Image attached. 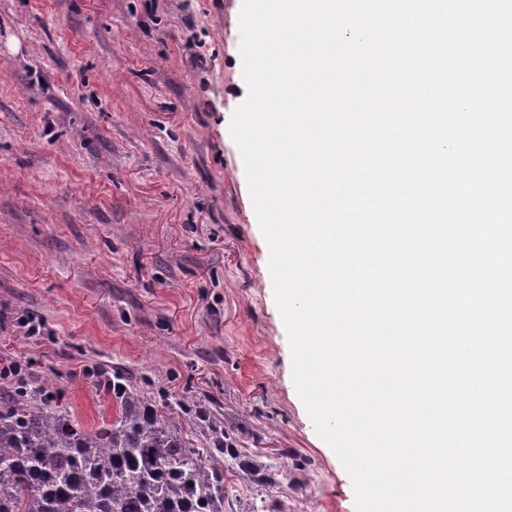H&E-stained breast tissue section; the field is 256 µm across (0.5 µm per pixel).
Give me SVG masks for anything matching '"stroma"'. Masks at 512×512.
Wrapping results in <instances>:
<instances>
[{
  "instance_id": "35a3bbf8",
  "label": "stroma",
  "mask_w": 512,
  "mask_h": 512,
  "mask_svg": "<svg viewBox=\"0 0 512 512\" xmlns=\"http://www.w3.org/2000/svg\"><path fill=\"white\" fill-rule=\"evenodd\" d=\"M148 2L0 0V364L58 375L87 429L116 414L97 367L240 424L288 477L225 473L227 512H355L293 384L229 131L242 0Z\"/></svg>"
}]
</instances>
